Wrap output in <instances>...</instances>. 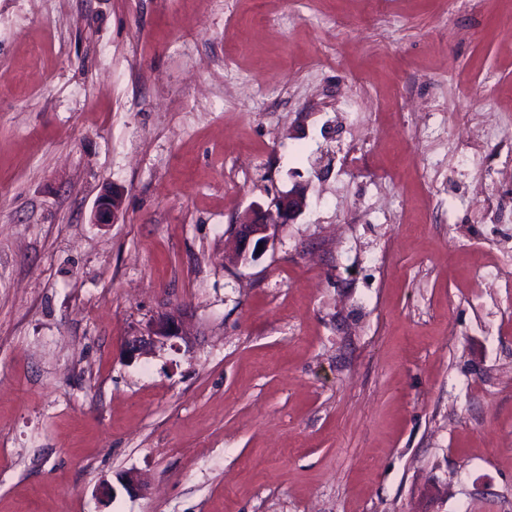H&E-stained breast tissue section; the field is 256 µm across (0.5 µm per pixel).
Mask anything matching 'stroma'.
<instances>
[{
	"instance_id": "35a3bbf8",
	"label": "stroma",
	"mask_w": 512,
	"mask_h": 512,
	"mask_svg": "<svg viewBox=\"0 0 512 512\" xmlns=\"http://www.w3.org/2000/svg\"><path fill=\"white\" fill-rule=\"evenodd\" d=\"M510 252L512 0H0V512H512ZM305 208L306 189L301 185L277 194L266 208L258 203L251 205L233 227L237 259L257 258L274 242L283 224L293 223ZM259 244L263 249L257 254ZM122 206V195L112 188L105 189L99 198L94 214L97 224H109L119 213ZM182 314L178 308H169L156 316L144 332L138 331L126 340V352L130 358L149 355L157 347L172 339L185 340Z\"/></svg>"
}]
</instances>
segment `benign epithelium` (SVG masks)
<instances>
[{"label": "benign epithelium", "instance_id": "benign-epithelium-1", "mask_svg": "<svg viewBox=\"0 0 512 512\" xmlns=\"http://www.w3.org/2000/svg\"><path fill=\"white\" fill-rule=\"evenodd\" d=\"M122 206V195L112 188L104 190L94 214L97 224L113 221ZM306 208V189L297 185L282 192L271 200L268 206L251 205L236 221L233 234L237 243V259L246 261L258 257L259 248H268L276 239L279 229L294 222ZM182 314L178 308H169L156 316L145 331H138L126 340L129 357L152 353L156 348L172 339H185Z\"/></svg>", "mask_w": 512, "mask_h": 512}]
</instances>
